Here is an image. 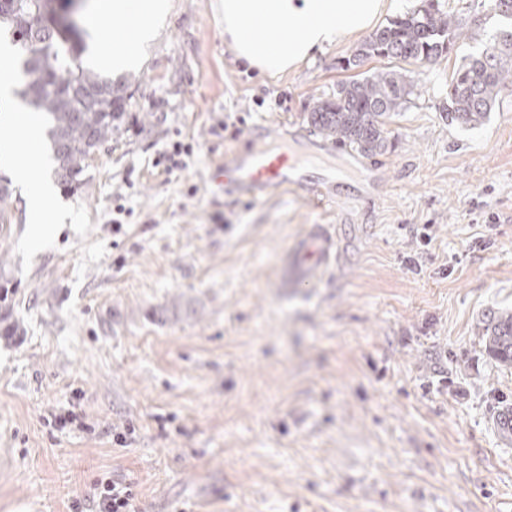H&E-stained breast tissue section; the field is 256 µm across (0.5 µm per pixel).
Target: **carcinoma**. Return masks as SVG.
<instances>
[{"mask_svg": "<svg viewBox=\"0 0 512 512\" xmlns=\"http://www.w3.org/2000/svg\"><path fill=\"white\" fill-rule=\"evenodd\" d=\"M11 30V44L25 53L30 80L22 101L41 113L53 174L67 192L86 181L87 160L119 134L125 122L126 81L83 61L82 39H73L61 0H0V27ZM460 35L459 22L439 0L421 5L377 29L347 59L346 67L372 57L426 63L449 52ZM414 72L387 70L341 83L336 93L317 101L308 113L316 133L363 155L386 151L387 120L407 102ZM512 89V30H503L482 51L469 57L448 84V120L483 124L502 90ZM13 193L0 182V224L11 223ZM484 351L512 366V312L488 310L482 318Z\"/></svg>", "mask_w": 512, "mask_h": 512, "instance_id": "1", "label": "carcinoma"}]
</instances>
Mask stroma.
Returning a JSON list of instances; mask_svg holds the SVG:
<instances>
[{"label": "stroma", "instance_id": "35a3bbf8", "mask_svg": "<svg viewBox=\"0 0 512 512\" xmlns=\"http://www.w3.org/2000/svg\"><path fill=\"white\" fill-rule=\"evenodd\" d=\"M440 2L462 35L387 123L381 198L320 209L293 189L227 197L209 175L260 122L318 151L295 136L317 100L403 61L343 69L359 33L266 77L225 42L219 0H169L121 133L81 189L54 191L61 235L28 248L19 186L0 227L19 326L0 335V512H70L107 478L135 512H512L494 420L512 366L479 326L512 310V93L475 128L445 112L454 72L512 20ZM228 115L244 127L222 131ZM177 140L192 153L169 170ZM313 224L336 225L339 259L284 287Z\"/></svg>", "mask_w": 512, "mask_h": 512}]
</instances>
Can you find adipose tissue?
Returning <instances> with one entry per match:
<instances>
[{"label": "adipose tissue", "mask_w": 512, "mask_h": 512, "mask_svg": "<svg viewBox=\"0 0 512 512\" xmlns=\"http://www.w3.org/2000/svg\"><path fill=\"white\" fill-rule=\"evenodd\" d=\"M224 37L239 59L260 73L279 75L296 67L323 46L371 27L390 0H221ZM168 0H98V25L112 29L108 41L88 44V60L113 71L128 68L156 33ZM288 27V36L274 40L269 31ZM16 54L10 43L0 44V105L10 112V136L0 142L15 180L28 190L31 224L28 241L40 247L63 230L48 201L51 188L39 172L41 122L14 94Z\"/></svg>", "instance_id": "ef3b65f1"}]
</instances>
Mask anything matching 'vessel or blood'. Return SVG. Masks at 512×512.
I'll return each instance as SVG.
<instances>
[{
    "instance_id": "1",
    "label": "vessel or blood",
    "mask_w": 512,
    "mask_h": 512,
    "mask_svg": "<svg viewBox=\"0 0 512 512\" xmlns=\"http://www.w3.org/2000/svg\"><path fill=\"white\" fill-rule=\"evenodd\" d=\"M249 139L251 147L247 152L225 156L223 164L212 173L213 185L223 189L225 195L264 198L273 191L293 187L318 207L339 198L367 201L379 198L383 179L381 164L369 165L362 183L354 184L340 172L316 167L314 160L298 161L287 153L273 152L265 143L264 126H252ZM336 259V235L331 226L310 225L288 256L289 287H312L316 269L334 265Z\"/></svg>"
}]
</instances>
